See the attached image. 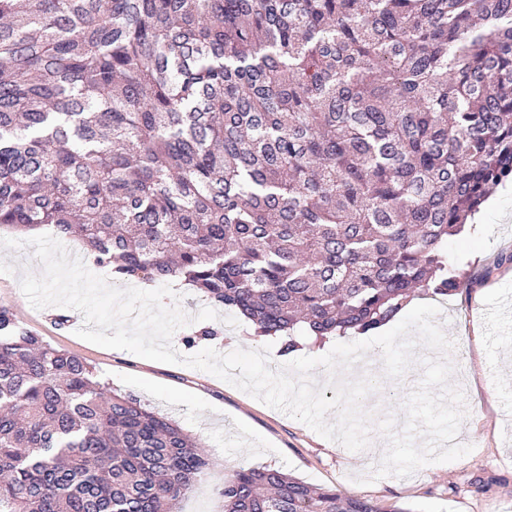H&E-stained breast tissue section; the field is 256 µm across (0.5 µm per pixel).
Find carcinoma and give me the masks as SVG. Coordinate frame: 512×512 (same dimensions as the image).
Masks as SVG:
<instances>
[{
    "instance_id": "carcinoma-1",
    "label": "carcinoma",
    "mask_w": 512,
    "mask_h": 512,
    "mask_svg": "<svg viewBox=\"0 0 512 512\" xmlns=\"http://www.w3.org/2000/svg\"><path fill=\"white\" fill-rule=\"evenodd\" d=\"M512 180V0H0V228L181 279L259 336L366 335ZM210 462L0 307V512H163ZM224 512H412L277 469Z\"/></svg>"
}]
</instances>
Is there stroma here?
<instances>
[{
	"label": "stroma",
	"mask_w": 512,
	"mask_h": 512,
	"mask_svg": "<svg viewBox=\"0 0 512 512\" xmlns=\"http://www.w3.org/2000/svg\"><path fill=\"white\" fill-rule=\"evenodd\" d=\"M484 221L465 237L449 239L450 265L461 268L465 284L437 299L436 318L454 348L450 383L461 387L467 414L456 441L470 446L463 458L432 463L413 475L374 478L378 457H362L327 440L304 423L271 408L220 378L183 365L138 357L104 348L78 337L83 316L74 309L34 308L20 287L24 274L42 275L33 248L0 249V306L8 307L20 326L55 348L83 357L98 380L133 395L180 423L198 440L210 468L177 512H224L221 490L225 475L239 465L266 466L306 483L370 499L379 505H403L412 512H512V263L498 264L512 251V194L492 186L483 208ZM67 316L58 324V316ZM215 336L202 338L204 326ZM193 321L175 331L171 343L181 355L205 348L226 354L235 349L269 347V362L280 367L291 355L278 340H265L244 327L231 309H220L210 324ZM430 352L417 346L413 362L397 388L378 389L362 402L370 412V431L378 433L387 415L402 417L401 404L423 376Z\"/></svg>",
	"instance_id": "35a3bbf8"
}]
</instances>
